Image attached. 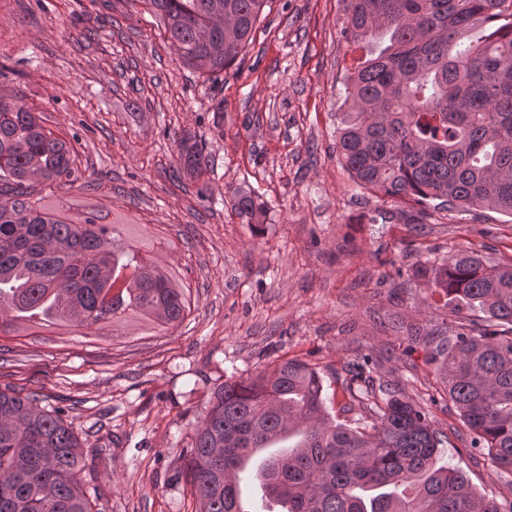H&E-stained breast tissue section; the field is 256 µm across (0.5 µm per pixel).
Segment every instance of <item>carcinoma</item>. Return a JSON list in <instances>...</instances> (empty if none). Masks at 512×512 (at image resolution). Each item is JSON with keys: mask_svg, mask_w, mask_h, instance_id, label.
<instances>
[{"mask_svg": "<svg viewBox=\"0 0 512 512\" xmlns=\"http://www.w3.org/2000/svg\"><path fill=\"white\" fill-rule=\"evenodd\" d=\"M181 63L215 74L234 65L268 0H146ZM343 33L388 44L348 78L336 148L354 181L396 199L512 216V0H350ZM177 172L207 167L183 137ZM75 150L17 96L0 95V334L22 320L43 327L147 319L174 327L191 312L150 245L102 224L95 210L71 224L31 200L33 183L68 185ZM260 223L263 204L239 197ZM454 310L487 325L427 333L439 381L493 462L512 472V265L460 251L419 268ZM318 371L299 360L226 381L196 425L184 473L200 512H235L243 458L297 438L262 464L263 485L288 493V512H512V499L477 493L465 473L438 465L429 414L393 387L364 428L331 420ZM81 442L61 411L32 394L0 392V512H92L76 479Z\"/></svg>", "mask_w": 512, "mask_h": 512, "instance_id": "carcinoma-1", "label": "carcinoma"}]
</instances>
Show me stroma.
<instances>
[{
  "mask_svg": "<svg viewBox=\"0 0 512 512\" xmlns=\"http://www.w3.org/2000/svg\"><path fill=\"white\" fill-rule=\"evenodd\" d=\"M350 0H270L240 64L186 68L143 0H0V89L75 149L73 184L35 185L77 221L163 239L161 262L193 305L167 331L151 323L55 326L0 336V391L59 408L85 454L93 512H198L182 467L196 424L227 380L295 358L322 378L326 410L363 425L370 401L353 375L368 363L431 413L440 462L500 500L496 469L443 393L426 329L482 323L453 313L416 268L468 249L512 264V216L387 199L356 185L336 151L344 85L372 48L350 41ZM205 148L207 173L174 181L177 140ZM265 204L242 223L238 194Z\"/></svg>",
  "mask_w": 512,
  "mask_h": 512,
  "instance_id": "35a3bbf8",
  "label": "stroma"
}]
</instances>
